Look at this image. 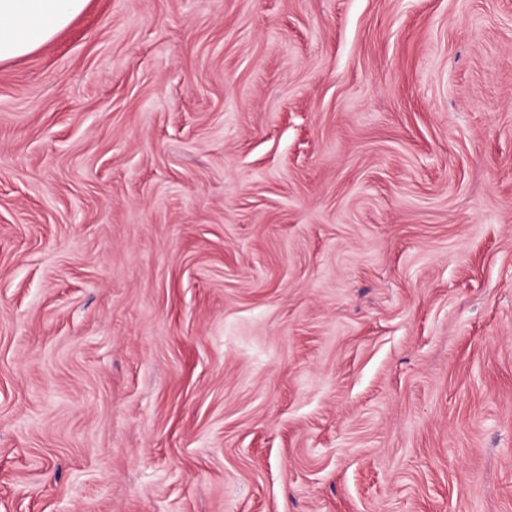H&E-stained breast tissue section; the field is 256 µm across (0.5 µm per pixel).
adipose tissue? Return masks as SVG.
Wrapping results in <instances>:
<instances>
[{
    "mask_svg": "<svg viewBox=\"0 0 512 512\" xmlns=\"http://www.w3.org/2000/svg\"><path fill=\"white\" fill-rule=\"evenodd\" d=\"M89 0H0V62L46 46L87 7Z\"/></svg>",
    "mask_w": 512,
    "mask_h": 512,
    "instance_id": "1",
    "label": "adipose tissue"
}]
</instances>
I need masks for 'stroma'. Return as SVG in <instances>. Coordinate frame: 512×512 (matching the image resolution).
I'll use <instances>...</instances> for the list:
<instances>
[{
	"label": "stroma",
	"mask_w": 512,
	"mask_h": 512,
	"mask_svg": "<svg viewBox=\"0 0 512 512\" xmlns=\"http://www.w3.org/2000/svg\"><path fill=\"white\" fill-rule=\"evenodd\" d=\"M0 512H512V0L0 63Z\"/></svg>",
	"instance_id": "stroma-1"
}]
</instances>
